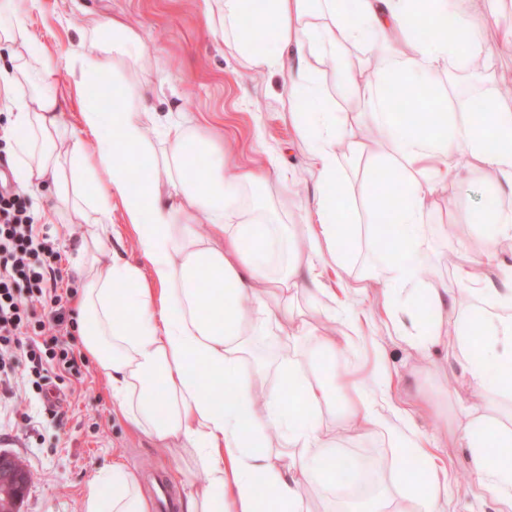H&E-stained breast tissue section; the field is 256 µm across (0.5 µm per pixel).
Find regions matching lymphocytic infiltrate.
<instances>
[{
    "label": "lymphocytic infiltrate",
    "instance_id": "obj_1",
    "mask_svg": "<svg viewBox=\"0 0 512 512\" xmlns=\"http://www.w3.org/2000/svg\"><path fill=\"white\" fill-rule=\"evenodd\" d=\"M60 259L54 238L36 230L24 194L0 187V399L15 397L11 376L18 368L42 397L53 371L77 369Z\"/></svg>",
    "mask_w": 512,
    "mask_h": 512
}]
</instances>
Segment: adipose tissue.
Instances as JSON below:
<instances>
[{
  "mask_svg": "<svg viewBox=\"0 0 512 512\" xmlns=\"http://www.w3.org/2000/svg\"><path fill=\"white\" fill-rule=\"evenodd\" d=\"M212 33L227 38L254 70L285 72L291 94L288 120L309 146L316 197L302 223L281 224L256 200L265 171L227 175L224 155L193 124L159 121L148 82L139 80L145 49L140 29L120 17L90 14L79 49L54 55L26 23L39 0H0V112L11 142L17 185L52 197L38 208L46 224H81L70 247L77 254V311L83 349L107 379L112 404L135 430L157 446L193 453L181 470L183 512H313L309 486L345 506V470L361 461L337 457L331 424L359 435L388 429V422L359 392V379H337L336 367L357 334L320 332L294 317L292 299L317 298L321 266L345 262L340 246L357 238L347 207L348 173L368 145L363 130H377L381 165L397 169L395 195L370 192L369 224H394L381 249L389 259L382 280L383 315L423 359L440 340L439 320L454 315L456 348L448 365L460 368L484 401L464 404L457 433L474 475L475 490L491 494L497 512H512V423L495 403L512 402L492 372L512 356V278L486 280L477 263L461 265L458 287L482 302L485 335L494 340L483 362L471 359L474 328L455 294L420 285L430 254L429 203L450 186L483 179L512 188V104L488 93L479 111L464 107L444 86L452 69L477 70L489 49L466 0H430L427 21L411 17L408 0H202ZM430 32L420 35L421 24ZM371 43L385 64L370 78L348 75L346 47ZM336 73V86L365 99L356 123L333 107L314 77L317 64ZM67 82H59L58 71ZM111 75L120 93L111 128H104L90 86ZM438 88L446 102L422 112L421 135L403 130L383 88ZM80 107V125L67 128L65 112ZM468 156L461 168L454 155ZM107 181H99L98 171ZM120 201L141 256L133 264L113 254L112 203ZM475 222L492 220L486 259L512 243V209L487 205ZM207 232H199V222ZM419 291L438 322L423 330L416 312L397 302ZM296 394L287 403V391ZM394 494L378 484L363 512H445L446 472L396 474ZM82 512H151L140 476L120 462L100 471Z\"/></svg>",
  "mask_w": 512,
  "mask_h": 512,
  "instance_id": "ef3b65f1",
  "label": "adipose tissue"
}]
</instances>
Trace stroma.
Wrapping results in <instances>:
<instances>
[{"mask_svg":"<svg viewBox=\"0 0 512 512\" xmlns=\"http://www.w3.org/2000/svg\"><path fill=\"white\" fill-rule=\"evenodd\" d=\"M486 9L485 0H477L473 20L494 50L487 70L452 75L459 92L473 96L495 93L501 85L512 84V51L500 50L499 31L484 23ZM88 12L120 14L141 27L149 61L160 63L167 78L154 89L157 112L164 119L172 116L203 125L223 149L228 172L256 168L266 163L268 155L278 156L287 179L271 180L261 188L260 198L277 221L300 223L313 204L315 179L304 157L305 144L288 122L289 89L282 75L251 70L219 36L210 33L200 0H42L41 11L30 19L31 29L50 48L74 49L83 38L82 19ZM488 196L487 188L477 183L451 187L433 197L431 210L437 225L430 247L439 261L425 278V287L455 290V269L448 257L460 245L467 258L483 261L485 273L499 280L496 263L483 260L481 230L470 221L472 211ZM370 239L346 244V265L329 268L323 278L325 287L335 292L337 305L351 312L359 324V338L346 362L337 366L336 375L357 373L364 392L389 419L395 408L430 395L447 409L448 419L443 422L420 415L416 425L425 438L447 435L448 445L435 449L432 459L416 462L408 448L386 435L361 439L340 428L336 446L370 465L382 458L389 460L393 471L447 469V512H496L493 497L474 491L467 480L472 470L456 431L443 429L444 423L453 425L458 419L455 396H479L465 379L448 370V354L455 345L453 323H443L441 344L429 364L418 362L380 318L384 301L380 286L361 274L373 257ZM74 352L81 357V374L61 381L65 397L59 416H51L29 394L19 396L11 418L0 421V452L21 459L33 475L20 512H81L90 482L115 460L140 475L146 497L154 496L155 480L162 475L172 476L175 496H183L184 489L175 479L178 458L156 447L116 413L106 378L93 360L84 356L82 347H75ZM381 355L394 378L388 389L372 375Z\"/></svg>","mask_w":512,"mask_h":512,"instance_id":"35a3bbf8","label":"stroma"}]
</instances>
